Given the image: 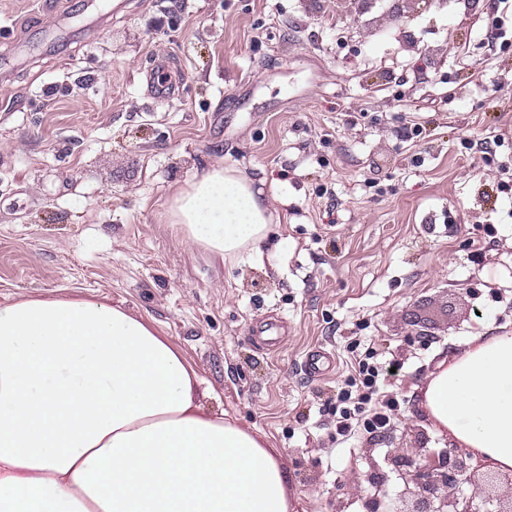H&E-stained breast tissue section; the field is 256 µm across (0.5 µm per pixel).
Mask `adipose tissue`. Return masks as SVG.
<instances>
[{"instance_id":"1","label":"adipose tissue","mask_w":512,"mask_h":512,"mask_svg":"<svg viewBox=\"0 0 512 512\" xmlns=\"http://www.w3.org/2000/svg\"><path fill=\"white\" fill-rule=\"evenodd\" d=\"M273 193L214 167L171 223L225 258L269 240ZM181 348L85 297L0 305V512H294L265 435L198 398ZM439 433L512 467V336H477L422 393Z\"/></svg>"}]
</instances>
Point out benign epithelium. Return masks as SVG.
<instances>
[{
  "label": "benign epithelium",
  "instance_id": "7a95c632",
  "mask_svg": "<svg viewBox=\"0 0 512 512\" xmlns=\"http://www.w3.org/2000/svg\"><path fill=\"white\" fill-rule=\"evenodd\" d=\"M472 450L455 454H427L422 448H398L394 459L404 489L396 497L381 499V512H512V494L504 497L499 487L512 490V469L482 470L473 463ZM472 487L468 497L456 492V483Z\"/></svg>",
  "mask_w": 512,
  "mask_h": 512
}]
</instances>
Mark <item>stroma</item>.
Wrapping results in <instances>:
<instances>
[{"instance_id":"35a3bbf8","label":"stroma","mask_w":512,"mask_h":512,"mask_svg":"<svg viewBox=\"0 0 512 512\" xmlns=\"http://www.w3.org/2000/svg\"><path fill=\"white\" fill-rule=\"evenodd\" d=\"M183 2L0 0V305L123 303L195 364L207 404L279 450L297 512H373L401 485L393 449L454 445L420 405L438 363L512 334L498 0ZM161 62L181 81L168 100L147 90ZM217 164L275 182L278 249L226 259L168 223L175 191ZM356 343L400 368L380 441L336 435ZM314 350L328 374L305 372Z\"/></svg>"}]
</instances>
